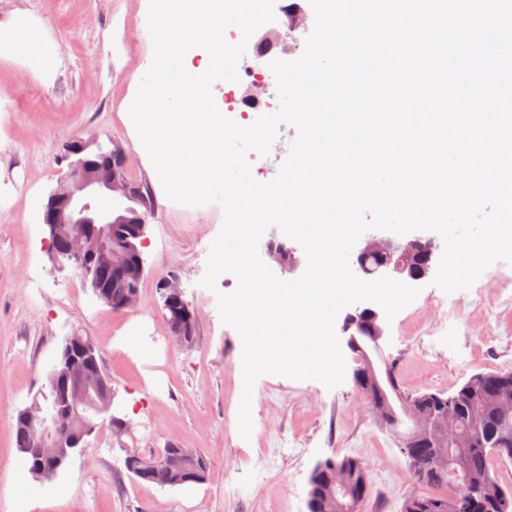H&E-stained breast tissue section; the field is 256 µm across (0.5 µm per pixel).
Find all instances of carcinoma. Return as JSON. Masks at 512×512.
<instances>
[{"label":"carcinoma","mask_w":512,"mask_h":512,"mask_svg":"<svg viewBox=\"0 0 512 512\" xmlns=\"http://www.w3.org/2000/svg\"><path fill=\"white\" fill-rule=\"evenodd\" d=\"M130 292L132 289L118 284L108 289L106 304L114 310H122ZM445 398L451 399L442 422L448 436V452L455 458L463 457L467 482L460 483L451 468L435 463L430 449L418 448L416 457L406 456L413 480L426 485L452 483L455 491L449 496L411 495L405 500L402 512H429L431 504L445 505L443 512H500L486 495L512 503V487L502 486L493 468V462H510L512 455L499 454L486 443V438L497 433L512 441V369L476 374L449 396L440 392L415 396L421 404L433 407ZM329 475L334 479L345 478L350 494L357 493L361 485L369 484L368 469L363 462L353 457L335 458L333 465L310 479L308 512H324L320 505L326 493L336 491L334 487H326Z\"/></svg>","instance_id":"1"}]
</instances>
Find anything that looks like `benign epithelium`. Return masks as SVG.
Segmentation results:
<instances>
[{
    "mask_svg": "<svg viewBox=\"0 0 512 512\" xmlns=\"http://www.w3.org/2000/svg\"><path fill=\"white\" fill-rule=\"evenodd\" d=\"M91 142L72 138L64 146V157L75 158L73 169L60 181L47 198L41 214V223L49 232L51 251L59 262H69L89 280L97 298L106 292L100 282L106 275L117 282L129 278L141 279L144 271L142 257L129 266L112 258V231L119 224H128L131 236L145 242L152 207L139 203L141 190L128 181L127 151L119 144L107 152L90 150ZM439 245L436 237L426 231L412 234L404 240L374 230L354 245L350 256L356 270L364 276L390 277L405 284L426 278L434 265ZM162 297V313L169 320L171 332L180 342L187 340L186 333L192 324V310L184 299L176 279L163 278L158 283ZM357 312L371 315L367 320L348 313L341 326L348 349L362 342L366 348L363 364L357 378L372 387L376 395L387 387V367L381 342L384 327L376 307L363 303ZM85 350L82 339L73 335L66 340V349L60 350L53 367L51 388L58 408L49 412L45 407L38 413L27 410L21 414L28 426L29 447L21 449V457L39 474H50L62 467L76 450H85V437L98 425V419L111 412L112 386L105 381L85 376L71 351ZM390 402L380 398L372 410L377 418L392 421L400 416L408 423L405 431L398 433L399 447L408 452L416 448L433 449L434 457L448 462L443 445V434L435 412H427L417 403L400 394H389ZM190 454L179 455L168 449L154 460L143 475L158 473L170 475L188 472L189 477L173 481L175 485L199 484L205 480L206 466L199 462L192 469L186 468Z\"/></svg>",
    "mask_w": 512,
    "mask_h": 512,
    "instance_id": "benign-epithelium-1",
    "label": "benign epithelium"
}]
</instances>
